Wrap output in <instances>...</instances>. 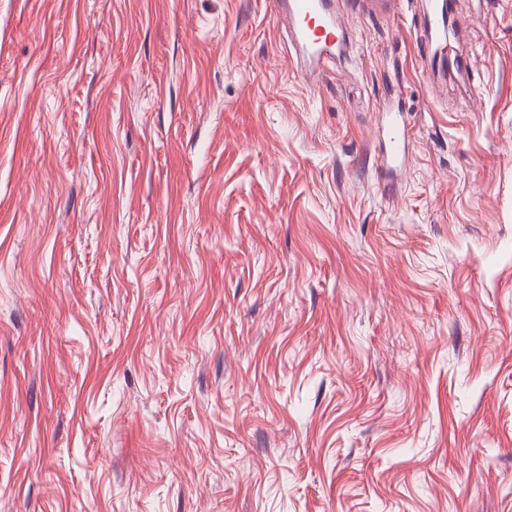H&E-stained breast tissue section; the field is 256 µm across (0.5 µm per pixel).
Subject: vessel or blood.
<instances>
[{
    "label": "vessel or blood",
    "instance_id": "obj_1",
    "mask_svg": "<svg viewBox=\"0 0 512 512\" xmlns=\"http://www.w3.org/2000/svg\"><path fill=\"white\" fill-rule=\"evenodd\" d=\"M271 11L287 23L292 45L308 59L321 63L342 52L344 26L334 0H271Z\"/></svg>",
    "mask_w": 512,
    "mask_h": 512
}]
</instances>
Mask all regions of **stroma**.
Returning a JSON list of instances; mask_svg holds the SVG:
<instances>
[{
    "label": "stroma",
    "instance_id": "obj_1",
    "mask_svg": "<svg viewBox=\"0 0 512 512\" xmlns=\"http://www.w3.org/2000/svg\"><path fill=\"white\" fill-rule=\"evenodd\" d=\"M341 3L0 0V512H512V0ZM271 11L289 28L291 44L317 63L343 51V20L333 0H272Z\"/></svg>",
    "mask_w": 512,
    "mask_h": 512
}]
</instances>
